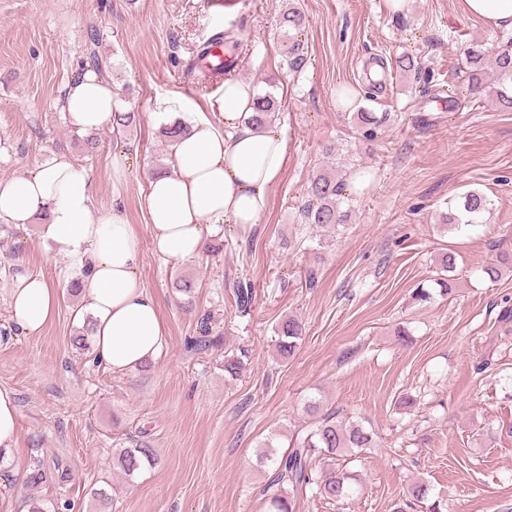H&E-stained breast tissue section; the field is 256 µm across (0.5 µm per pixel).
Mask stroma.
<instances>
[{
	"instance_id": "obj_1",
	"label": "stroma",
	"mask_w": 512,
	"mask_h": 512,
	"mask_svg": "<svg viewBox=\"0 0 512 512\" xmlns=\"http://www.w3.org/2000/svg\"><path fill=\"white\" fill-rule=\"evenodd\" d=\"M306 61L289 66L278 29L282 0H0V179L26 174L51 156L87 172L97 209L118 206L141 237L139 276L154 294L167 344L146 368L115 373L73 349L79 297L61 289L55 317L35 336L19 332L0 345V388L18 407L15 448L0 464V512L37 498L65 500L69 512H266L269 468L257 463L265 441L285 451L311 427L309 403L337 420L361 421L377 445L352 462L363 489L340 507L308 494L296 512H392L410 484L444 497L448 512H512V322L498 315L512 302V276L490 280L486 265L512 255V111L493 90L472 95L464 51L498 33L465 13L460 0H300ZM244 36L234 77L274 94V121L288 157L259 224L225 225L224 251L181 264L155 251L145 208V175L165 164L169 145L157 115L164 100L206 109L222 79L201 81L188 63L212 34ZM96 32L115 92L139 114L131 134L97 131V147L75 142L60 109L62 91L86 59ZM416 57L409 77L396 58ZM389 81L372 102L390 113L374 140L352 112L340 111V88L360 85L372 58ZM128 157L122 180L117 154ZM343 168L369 174L343 199L352 219L324 235L302 223L310 179ZM476 188L492 201L484 224L439 232L436 211ZM457 254L452 297L416 301L432 287L439 257ZM62 264L37 225L0 223V326L12 329L7 288L20 271L54 277ZM190 275L191 294L174 278ZM250 284L247 312L236 282ZM298 319L303 340L281 359L276 329ZM209 347L188 348L201 319ZM411 334L401 343L397 328ZM244 351L237 379L224 355ZM490 360L491 370L477 365ZM148 441L158 463L128 477L112 451ZM62 462L67 482L25 480L31 457Z\"/></svg>"
}]
</instances>
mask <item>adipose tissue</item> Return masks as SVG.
<instances>
[{
	"instance_id": "adipose-tissue-1",
	"label": "adipose tissue",
	"mask_w": 512,
	"mask_h": 512,
	"mask_svg": "<svg viewBox=\"0 0 512 512\" xmlns=\"http://www.w3.org/2000/svg\"><path fill=\"white\" fill-rule=\"evenodd\" d=\"M254 88L228 78L214 110L223 122L186 115V134L170 146L168 168L147 178V226L157 254L180 263L202 258L226 224H258L279 178L288 142L274 123L251 126ZM126 103L104 79L85 71L69 84L61 109L84 133L103 128ZM41 219L42 237L64 259L55 279L24 273L9 288L12 318L29 336L58 308V288L78 279L83 310L95 323L93 351L112 371H136L166 344L159 306L140 280L139 236L120 208L97 210L92 183L70 158L56 155L26 174L0 181V222L22 228Z\"/></svg>"
}]
</instances>
